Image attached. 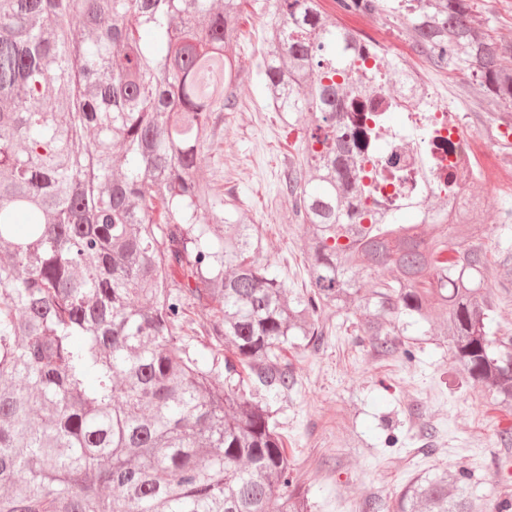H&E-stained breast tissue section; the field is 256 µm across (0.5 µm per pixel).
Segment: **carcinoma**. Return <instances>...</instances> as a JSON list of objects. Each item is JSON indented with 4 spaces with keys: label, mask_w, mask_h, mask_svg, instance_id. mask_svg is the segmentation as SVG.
<instances>
[{
    "label": "carcinoma",
    "mask_w": 512,
    "mask_h": 512,
    "mask_svg": "<svg viewBox=\"0 0 512 512\" xmlns=\"http://www.w3.org/2000/svg\"><path fill=\"white\" fill-rule=\"evenodd\" d=\"M243 0H0V512H311L270 401L288 350L355 316L381 357L448 343L512 413V328L496 321L512 251L480 241V206L399 199L432 181L384 153L417 76L321 0H272L262 74L298 132L285 190L308 287L289 290L241 208L201 173L235 107L224 54ZM378 10L415 52L469 71L475 105L512 123V44L473 0H336ZM418 222L404 224L405 213ZM205 314L196 320V311ZM196 336L209 353L197 350ZM464 470L423 473L371 512H485Z\"/></svg>",
    "instance_id": "obj_1"
}]
</instances>
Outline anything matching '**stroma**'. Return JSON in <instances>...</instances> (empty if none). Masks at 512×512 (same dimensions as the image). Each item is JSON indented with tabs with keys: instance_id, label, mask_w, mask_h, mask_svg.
<instances>
[{
	"instance_id": "35a3bbf8",
	"label": "stroma",
	"mask_w": 512,
	"mask_h": 512,
	"mask_svg": "<svg viewBox=\"0 0 512 512\" xmlns=\"http://www.w3.org/2000/svg\"><path fill=\"white\" fill-rule=\"evenodd\" d=\"M269 21V0H248L242 32L228 46L229 55L241 62L233 85L237 107L224 117L221 153L205 155L201 165L252 217L265 257L287 286L299 288L303 227L281 191L297 139L286 134L269 107L259 68L268 50ZM363 32L418 72L443 109L475 134L487 169L512 174V162L501 150L505 127L497 114L472 116L462 84L449 83L447 73L412 50L384 14H374ZM470 191L484 203V242L491 248L512 246V226L502 223L512 195L499 194L483 181ZM294 366L296 394L272 408L312 512H349L374 497L393 500L414 476L436 468L468 469L482 493L498 485V461L505 451L496 445V431L512 424V417L496 411L488 391L457 370L445 345L426 346L410 364L378 358L359 336H329L318 349L299 353ZM391 435L399 438L393 447L386 443Z\"/></svg>"
}]
</instances>
